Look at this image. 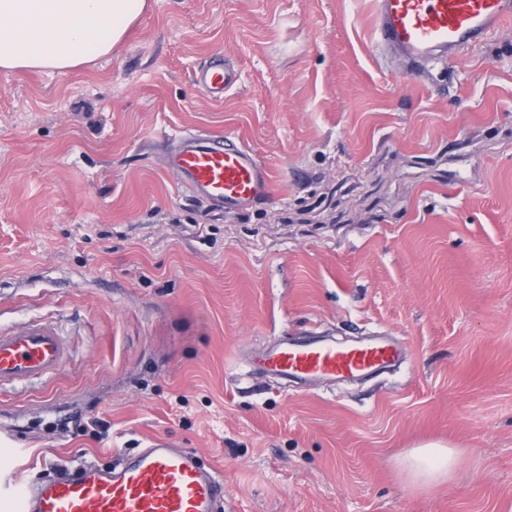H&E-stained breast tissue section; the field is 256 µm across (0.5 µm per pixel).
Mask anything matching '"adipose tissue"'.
I'll return each instance as SVG.
<instances>
[{
	"label": "adipose tissue",
	"mask_w": 512,
	"mask_h": 512,
	"mask_svg": "<svg viewBox=\"0 0 512 512\" xmlns=\"http://www.w3.org/2000/svg\"><path fill=\"white\" fill-rule=\"evenodd\" d=\"M147 0H0V71H64L108 56ZM455 455L447 445L417 447L408 458L414 482L450 476Z\"/></svg>",
	"instance_id": "adipose-tissue-1"
}]
</instances>
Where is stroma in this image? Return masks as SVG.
Here are the masks:
<instances>
[{
	"instance_id": "1",
	"label": "stroma",
	"mask_w": 512,
	"mask_h": 512,
	"mask_svg": "<svg viewBox=\"0 0 512 512\" xmlns=\"http://www.w3.org/2000/svg\"><path fill=\"white\" fill-rule=\"evenodd\" d=\"M371 26V0H150L110 56L0 72V329L68 345L0 388V475L162 436L223 475L225 512H512V30L415 81ZM219 58L239 79L214 102L193 74ZM184 127L241 139L273 201L181 189ZM310 332L409 357L307 391L250 367ZM430 442L456 466L418 485ZM443 443H429L418 446L408 458V474L411 479L420 484L442 482L450 476L455 455Z\"/></svg>"
}]
</instances>
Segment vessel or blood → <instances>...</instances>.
Returning <instances> with one entry per match:
<instances>
[{"mask_svg":"<svg viewBox=\"0 0 512 512\" xmlns=\"http://www.w3.org/2000/svg\"><path fill=\"white\" fill-rule=\"evenodd\" d=\"M372 48L413 76L433 64L451 65L512 23V0H372ZM237 81L228 61L199 68L195 84L223 99ZM168 166L199 200L236 210L270 200L266 167L237 137L172 135ZM67 347L56 324L30 322L0 330V385L50 378ZM400 341L366 336L343 342L325 336L284 338L254 364L264 373L306 388L321 380L355 382L399 364ZM8 512H221L224 479L190 450L163 437L117 456L112 467L84 465L75 479L9 481L0 491Z\"/></svg>","mask_w":512,"mask_h":512,"instance_id":"1","label":"vessel or blood"}]
</instances>
